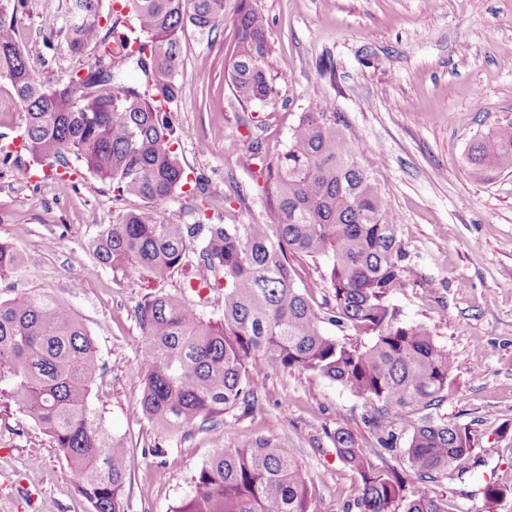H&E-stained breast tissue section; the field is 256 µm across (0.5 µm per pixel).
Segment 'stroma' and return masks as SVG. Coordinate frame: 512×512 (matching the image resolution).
Wrapping results in <instances>:
<instances>
[{
    "instance_id": "obj_1",
    "label": "stroma",
    "mask_w": 512,
    "mask_h": 512,
    "mask_svg": "<svg viewBox=\"0 0 512 512\" xmlns=\"http://www.w3.org/2000/svg\"><path fill=\"white\" fill-rule=\"evenodd\" d=\"M18 42L45 59L42 80H67L94 61L72 54L61 34L67 0H24ZM274 46L268 71L279 90L268 102L239 103L228 85L240 0H224V19L207 36L186 30L171 114L175 150L189 183L224 189L220 200L179 190L161 209L173 224L207 216L213 224H260L269 218L263 164L287 148L302 112L320 107L367 155L381 158L372 180L397 217L407 254V286L392 302L403 320L426 326L454 363L439 417L468 427L475 450L463 468L430 482L432 496L456 512H484L483 489L509 488L498 512H512V168L483 180L468 149L489 129L512 121V0H256ZM335 72L323 75L321 61ZM115 199L109 182L82 172L60 187L54 171L34 180L0 168V241L28 259L0 279V301L49 294L65 301L97 341L101 368L94 403L107 430L130 450L126 512H171L214 450L207 432L173 443L141 411L143 386L131 370L144 338L135 309L149 295L178 296L182 276H113L90 243L101 225L143 208ZM292 275L337 339L369 335L328 321L331 290L322 262L291 258ZM253 411L224 418V445L256 437L293 448L311 479L309 512H346L359 479L329 438L343 427L361 438L376 464L406 473L405 459L382 450L370 432L369 404L338 384L297 368L255 363ZM163 457H155V446ZM33 478L41 488L22 490ZM65 460L49 437L0 397V512H88Z\"/></svg>"
}]
</instances>
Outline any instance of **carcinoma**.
<instances>
[{
  "label": "carcinoma",
  "instance_id": "1",
  "mask_svg": "<svg viewBox=\"0 0 512 512\" xmlns=\"http://www.w3.org/2000/svg\"><path fill=\"white\" fill-rule=\"evenodd\" d=\"M129 8L100 30L102 0H68L65 40L73 54L91 49L87 88L37 77L16 37L24 0H0V81L25 112L22 150L57 165L71 157L109 182L116 199L151 206L101 226L91 246L114 272L145 270L166 280L188 266L200 287L224 289L223 318L203 317L183 298L154 295L136 309L145 347L133 374L143 384L141 407L162 439L200 427L215 451L192 477L174 512H308L309 483L295 449L258 437L248 448H226L224 416L255 404L248 365L301 368L341 385L370 404L368 419L379 446L406 458L413 489L378 466L358 437L337 428L330 438L339 460L361 481L357 512H454L425 483L467 461L474 451L468 428L434 414L448 393L451 351L423 325L401 319L393 296L406 287V253L396 216L371 178L377 161L319 109L302 113L287 149L267 166L270 222L172 224L159 205L187 184L172 150L170 111L181 96L177 74L187 27L210 34L224 18V0H123ZM267 20L242 0L228 66L240 103L268 101L277 88L268 73L274 48ZM150 47L132 55L127 44ZM135 71L147 86L127 79ZM468 160L480 177L512 168V122L481 135ZM0 166L20 179L30 169L0 148ZM322 261L334 303L330 321L363 329L367 345L340 341L321 329V317L296 286L288 255ZM27 258L0 242V278L19 272ZM97 346L71 308L51 295L0 301V396L31 417L64 457L89 512H125L129 448L110 435L94 406L91 384ZM419 415L406 447L397 445L395 417ZM507 490L484 489L488 512Z\"/></svg>",
  "mask_w": 512,
  "mask_h": 512
}]
</instances>
